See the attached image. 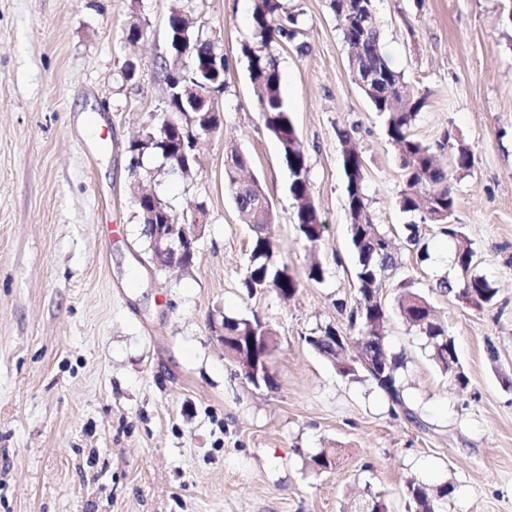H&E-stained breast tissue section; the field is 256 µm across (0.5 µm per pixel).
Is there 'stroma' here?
<instances>
[{"label": "stroma", "mask_w": 512, "mask_h": 512, "mask_svg": "<svg viewBox=\"0 0 512 512\" xmlns=\"http://www.w3.org/2000/svg\"><path fill=\"white\" fill-rule=\"evenodd\" d=\"M176 3L229 60L224 124L199 140L193 176H136L126 148L163 116L159 63ZM251 4L0 0V512H353L369 491L407 512L411 479L453 486L443 512H512V0H374L386 54L429 95L417 136L450 134L475 156L455 182V221L476 250L474 273L497 291L481 309L433 292L455 271L436 225L420 227L427 260L403 247L397 150L352 78L330 0H288L301 32L279 51L326 224L317 246L299 236L288 171L239 55ZM135 17L149 30L133 44L124 26ZM340 129L364 159L374 222L402 249L386 305L405 279L428 292L468 378L461 387L443 375L425 338L391 314L414 423L305 342L328 326L348 333L357 300ZM230 144L261 180L279 256L302 278L290 300L239 286L252 232L224 185ZM136 181L177 213L205 205L191 269L151 263ZM314 263L318 282L305 278ZM222 313L276 330L275 389L245 383L223 358L206 324ZM324 448L334 464L314 472L308 460Z\"/></svg>", "instance_id": "35a3bbf8"}]
</instances>
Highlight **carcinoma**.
<instances>
[{
    "label": "carcinoma",
    "mask_w": 512,
    "mask_h": 512,
    "mask_svg": "<svg viewBox=\"0 0 512 512\" xmlns=\"http://www.w3.org/2000/svg\"><path fill=\"white\" fill-rule=\"evenodd\" d=\"M331 8L336 15L338 28L344 42L353 46L361 43L358 65L377 76V86L370 91L362 89L372 111L382 118L385 136L397 147L399 165L402 171L403 188L397 199L400 210L411 217L407 224V249L427 258V249L421 248L419 224L430 223V214L445 211L447 216L440 225L441 233L454 243L455 265L463 274L456 279L447 275L436 282L435 288L442 294H459L467 290L476 299V307L491 304L496 296L483 276L470 273L475 264L476 252L472 241L450 222L454 214L457 196L453 173H467L475 166L473 153L463 144L457 145L448 170L436 163L435 153L448 145V136L435 143L420 139L414 133L418 114L425 106L426 96L409 89L403 72L397 70L383 52L379 26L366 31L361 29L358 20L344 15L341 2L331 0ZM300 13L288 9L287 0H252V35L240 47V54L248 64L250 80L255 88L256 108L261 115L264 129L279 148L283 163L289 172V192L298 202L295 224L300 236L310 245H316L322 238L325 224L310 194L308 181L307 155L290 118L288 105L282 91V77L278 65L277 50L292 42L298 35ZM167 59L163 69L166 97V116L176 113L184 115L195 125L214 129L220 125L217 114L203 118V113L194 111L181 97L183 84L178 76L185 74L188 82L206 83L216 89L224 85L223 59L218 57L214 44L195 29L187 11L181 6L170 8L166 20ZM218 58V72L213 75L203 73L206 64ZM159 125L150 124L141 137L129 143L130 168L137 171L148 157L167 160L172 148H185L189 168L180 171L187 176L195 168L191 141L183 137L184 127L168 139L158 133ZM341 149L342 166L347 180V205L349 216L350 242L357 256L355 277L358 301L350 314V330L355 339H365V352L385 359L387 368L382 378L372 377L356 366L339 371L343 377L353 380H369L384 391L391 402L392 412L402 411L413 418L400 385V370L405 363L401 356L390 352L387 341L380 340L386 335V322L389 311L385 303H372L370 293L378 292L389 275L397 268L394 240L381 225L374 223L365 194L364 161L352 142L351 132L337 131ZM248 164L245 154L236 146L226 149L224 160V183L231 192L241 218L249 224L253 232L248 261L240 288L247 296L265 292L275 293L281 300L292 298L300 287V280L291 272L288 265L278 259L277 245L268 227L273 223V215L263 204L267 197L265 189L256 177L243 180L239 172ZM394 310L402 320L427 339L430 357L437 368L445 375L452 369L460 368L455 341L448 336L445 327L437 321L435 307L429 297L414 288L409 279H404L396 287ZM224 335L244 340L249 336H263L258 354L268 358L276 348V331L260 317L224 316ZM334 452L324 449L311 457L310 466L316 471L333 466ZM453 492L449 483L428 485L411 479L405 487L408 512H439Z\"/></svg>",
    "instance_id": "1"
}]
</instances>
